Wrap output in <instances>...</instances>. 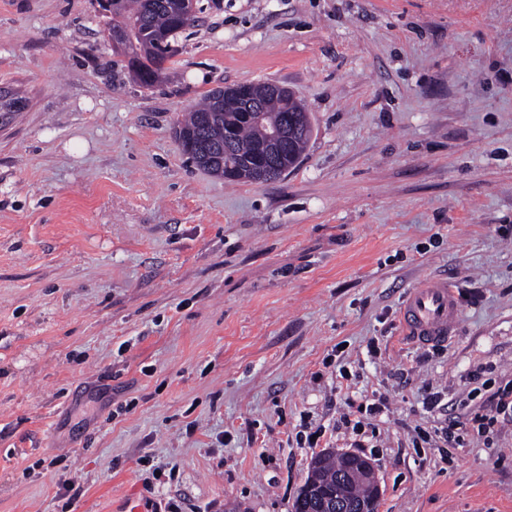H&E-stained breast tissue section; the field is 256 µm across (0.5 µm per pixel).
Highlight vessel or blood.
<instances>
[{"label":"vessel or blood","instance_id":"1","mask_svg":"<svg viewBox=\"0 0 512 512\" xmlns=\"http://www.w3.org/2000/svg\"><path fill=\"white\" fill-rule=\"evenodd\" d=\"M461 310L448 280H424L411 288L401 310L402 333L425 345H442L459 320Z\"/></svg>","mask_w":512,"mask_h":512}]
</instances>
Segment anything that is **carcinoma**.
Masks as SVG:
<instances>
[{
	"instance_id": "carcinoma-1",
	"label": "carcinoma",
	"mask_w": 512,
	"mask_h": 512,
	"mask_svg": "<svg viewBox=\"0 0 512 512\" xmlns=\"http://www.w3.org/2000/svg\"><path fill=\"white\" fill-rule=\"evenodd\" d=\"M183 3L184 0H120V5L111 11L107 31L120 35L116 50L129 58L132 73L143 86H153L152 78L162 74L164 63L172 53L170 38L185 29L178 21ZM256 105L261 109L259 125L245 120L242 107L236 103L219 105L210 95L202 105L189 111L180 129L194 135L196 152L206 159V172L222 177L225 162L234 166L251 159L263 149V130L281 124L284 115L294 108L291 100L273 96L263 97ZM310 136L311 129L301 127L290 145L283 149L288 168L297 166ZM345 468L343 459L324 456L312 463L308 480L356 504L369 502L368 512H376L371 481L361 468L352 469L348 486L338 485Z\"/></svg>"
}]
</instances>
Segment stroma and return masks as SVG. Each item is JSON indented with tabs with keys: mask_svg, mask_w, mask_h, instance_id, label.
Instances as JSON below:
<instances>
[{
	"mask_svg": "<svg viewBox=\"0 0 512 512\" xmlns=\"http://www.w3.org/2000/svg\"><path fill=\"white\" fill-rule=\"evenodd\" d=\"M200 7L145 88L97 0H0V90L25 102L0 112V512H293L344 451L377 512H512V426L473 436L467 396L479 367L512 380V0ZM246 82L310 114L275 181L175 137ZM428 279L462 308L441 347L399 322ZM448 420L464 447L416 444ZM307 121V129L303 126L298 129V132L291 139L290 147L288 145L283 149V160L288 169H293L299 163L301 155L311 136V124L309 113L305 116Z\"/></svg>",
	"mask_w": 512,
	"mask_h": 512,
	"instance_id": "obj_1",
	"label": "stroma"
}]
</instances>
